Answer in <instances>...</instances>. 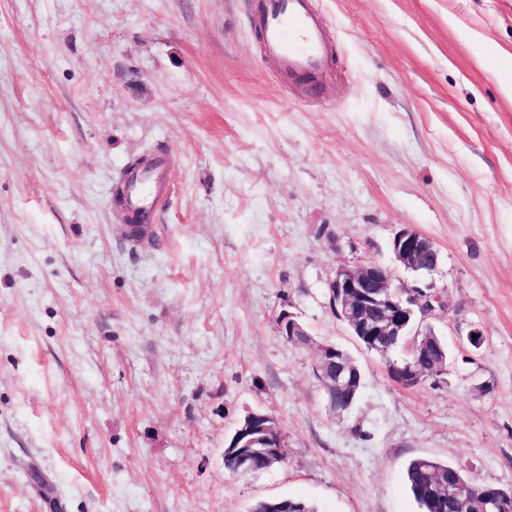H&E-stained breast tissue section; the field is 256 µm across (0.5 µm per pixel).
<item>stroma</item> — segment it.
<instances>
[{"mask_svg":"<svg viewBox=\"0 0 512 512\" xmlns=\"http://www.w3.org/2000/svg\"><path fill=\"white\" fill-rule=\"evenodd\" d=\"M260 2L0 0V512H415V457L512 488V0H313L318 81L266 58ZM148 151L167 199L140 245L112 188ZM405 227L449 310V367L414 387L328 290L395 266ZM325 344L364 375L341 419ZM255 409L284 459L231 474Z\"/></svg>","mask_w":512,"mask_h":512,"instance_id":"stroma-1","label":"stroma"}]
</instances>
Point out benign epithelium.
<instances>
[{"label": "benign epithelium", "instance_id": "benign-epithelium-1", "mask_svg": "<svg viewBox=\"0 0 512 512\" xmlns=\"http://www.w3.org/2000/svg\"><path fill=\"white\" fill-rule=\"evenodd\" d=\"M392 244L396 262L402 269L416 273V283L398 279L390 267L369 260L337 268L328 288L333 306L340 308V320L366 349L387 355L408 325L412 326L414 335L422 337L411 361L402 368V383L408 385L419 379L428 366L427 337L434 335L430 320L443 318L448 307L433 284L418 285L438 267L439 254L433 242L414 229L402 228L395 233ZM279 323L282 335L290 337L293 343L305 335L290 313L280 314ZM320 355L324 362L316 364L318 377L340 392L353 389L355 373L336 369L332 359L336 347L324 345ZM507 501L512 503V497H487L480 505V512H509Z\"/></svg>", "mask_w": 512, "mask_h": 512}]
</instances>
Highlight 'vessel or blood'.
<instances>
[{
  "label": "vessel or blood",
  "instance_id": "obj_1",
  "mask_svg": "<svg viewBox=\"0 0 512 512\" xmlns=\"http://www.w3.org/2000/svg\"><path fill=\"white\" fill-rule=\"evenodd\" d=\"M265 50L290 72L309 78L321 74L328 63L325 32L311 6V0H266L255 17ZM164 189L158 173L136 178L131 203L143 217H151Z\"/></svg>",
  "mask_w": 512,
  "mask_h": 512
}]
</instances>
